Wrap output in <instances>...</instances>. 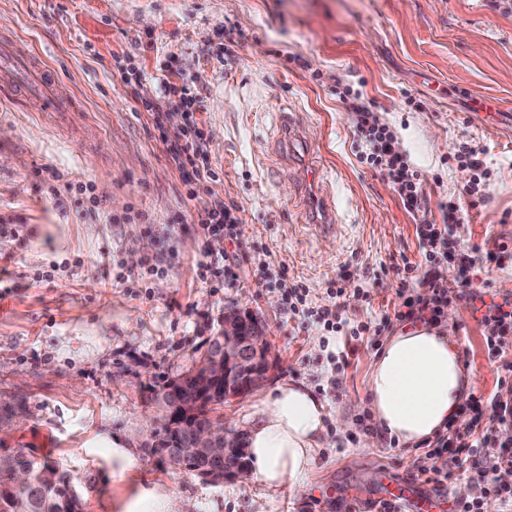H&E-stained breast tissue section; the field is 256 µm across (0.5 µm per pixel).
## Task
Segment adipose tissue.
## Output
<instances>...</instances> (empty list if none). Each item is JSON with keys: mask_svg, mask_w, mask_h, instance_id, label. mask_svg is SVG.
Segmentation results:
<instances>
[{"mask_svg": "<svg viewBox=\"0 0 512 512\" xmlns=\"http://www.w3.org/2000/svg\"><path fill=\"white\" fill-rule=\"evenodd\" d=\"M472 385L460 355L431 324L396 332L371 363L366 384L376 425L404 443L432 438L461 421ZM324 402L302 383H277L254 406L247 435L249 475L267 490L303 485L321 446Z\"/></svg>", "mask_w": 512, "mask_h": 512, "instance_id": "ef3b65f1", "label": "adipose tissue"}]
</instances>
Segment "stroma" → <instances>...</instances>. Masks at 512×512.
Instances as JSON below:
<instances>
[{
  "label": "stroma",
  "instance_id": "35a3bbf8",
  "mask_svg": "<svg viewBox=\"0 0 512 512\" xmlns=\"http://www.w3.org/2000/svg\"><path fill=\"white\" fill-rule=\"evenodd\" d=\"M1 40L76 106L51 111L0 74V225L18 229L0 235V455L24 448L92 478L83 512H349L351 497H373L378 464L408 477L424 452L390 445L366 381L401 327L394 311L419 294L398 271L427 269L416 227L447 223L451 204L461 222L437 269L449 295L440 327L472 374L470 400L496 390L499 362L456 295L476 245L490 258L474 282L512 299V0H0ZM165 78L196 103L166 96L156 119L142 100ZM340 85L373 101L424 174L421 212L360 163ZM286 112L292 145L279 137ZM186 125L243 220L222 238L236 273L222 287L198 275L197 203L169 153ZM465 144L488 169L475 197L453 160ZM311 167L334 196L337 234L309 228ZM52 171L93 184L97 214L58 206L43 188ZM149 263L163 278L134 287ZM296 284L315 307L342 289L345 331L289 311ZM236 305L265 326L271 383L306 384L326 404L314 467L294 492L206 484L150 451L149 387L185 370ZM337 350L341 371L327 359Z\"/></svg>",
  "mask_w": 512,
  "mask_h": 512
}]
</instances>
